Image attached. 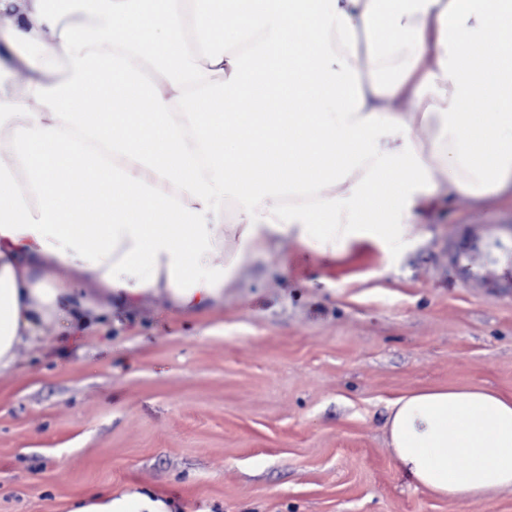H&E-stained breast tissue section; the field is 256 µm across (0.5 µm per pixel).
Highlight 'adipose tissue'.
<instances>
[{"label":"adipose tissue","instance_id":"obj_1","mask_svg":"<svg viewBox=\"0 0 512 512\" xmlns=\"http://www.w3.org/2000/svg\"><path fill=\"white\" fill-rule=\"evenodd\" d=\"M440 187L512 194V0H0V374L67 310L223 305L273 241L405 244ZM386 428L434 496L512 486V396L416 391Z\"/></svg>","mask_w":512,"mask_h":512}]
</instances>
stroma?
Wrapping results in <instances>:
<instances>
[{"instance_id":"35a3bbf8","label":"stroma","mask_w":512,"mask_h":512,"mask_svg":"<svg viewBox=\"0 0 512 512\" xmlns=\"http://www.w3.org/2000/svg\"><path fill=\"white\" fill-rule=\"evenodd\" d=\"M405 250L341 258L288 240L220 309L113 304L87 336L44 324L0 375V512H70L149 491L172 512H512V487L440 499L387 442L391 403L480 386L512 396V288L460 277L449 248L512 280V199L457 197Z\"/></svg>"}]
</instances>
